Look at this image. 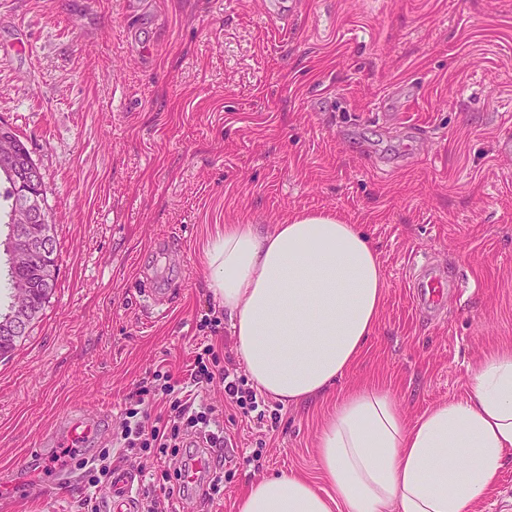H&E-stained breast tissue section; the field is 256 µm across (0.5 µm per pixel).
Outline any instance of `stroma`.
<instances>
[{
  "label": "stroma",
  "instance_id": "stroma-1",
  "mask_svg": "<svg viewBox=\"0 0 512 512\" xmlns=\"http://www.w3.org/2000/svg\"><path fill=\"white\" fill-rule=\"evenodd\" d=\"M0 0V122L40 168L57 286L0 357V512H82L67 418L98 414L94 451L165 512H239L246 488L318 459L338 395L388 386L408 419L464 396L478 359L512 346V0ZM332 211L375 245L386 299L328 398L270 400L276 433L204 390L228 438L219 497L165 496L152 455L115 446L124 399L200 343L243 369L205 249L227 224ZM449 274L441 313L412 263ZM159 293L140 298L144 283ZM220 318L217 333L200 329Z\"/></svg>",
  "mask_w": 512,
  "mask_h": 512
}]
</instances>
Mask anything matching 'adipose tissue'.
<instances>
[{"label": "adipose tissue", "instance_id": "obj_1", "mask_svg": "<svg viewBox=\"0 0 512 512\" xmlns=\"http://www.w3.org/2000/svg\"><path fill=\"white\" fill-rule=\"evenodd\" d=\"M206 261L250 380L280 403L327 394L377 325L379 255L335 213L302 210L270 229L225 225ZM318 455L332 494L272 476L249 486L239 512H476L512 459V349L482 359L464 397L411 423L383 386L348 390Z\"/></svg>", "mask_w": 512, "mask_h": 512}]
</instances>
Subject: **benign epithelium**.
Segmentation results:
<instances>
[{"instance_id": "1", "label": "benign epithelium", "mask_w": 512, "mask_h": 512, "mask_svg": "<svg viewBox=\"0 0 512 512\" xmlns=\"http://www.w3.org/2000/svg\"><path fill=\"white\" fill-rule=\"evenodd\" d=\"M0 170L13 177L17 200L10 213L9 261L16 270L27 267L37 253L47 263L56 259L44 229L47 215L39 204V171L34 166L22 167L17 163L14 138L0 133ZM13 307L11 318L0 323V334L16 339L23 335L31 315L35 312V290L31 281L15 276L11 280Z\"/></svg>"}]
</instances>
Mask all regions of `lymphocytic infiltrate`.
<instances>
[{"label": "lymphocytic infiltrate", "instance_id": "1", "mask_svg": "<svg viewBox=\"0 0 512 512\" xmlns=\"http://www.w3.org/2000/svg\"><path fill=\"white\" fill-rule=\"evenodd\" d=\"M220 354L213 345H205L203 354L197 357L188 378L179 379L172 372H155L152 380L141 382L134 392L135 403L124 410V420L116 434L120 447L141 448L152 452L157 462L168 457L180 459L182 469L193 466L199 448L187 447L184 432L199 429L203 432L207 447L224 445V423L215 407L207 404L199 394L202 384L220 381L224 386V397L231 404L254 415L257 422H264V398L256 390L245 387L236 372L223 368L210 371L209 362L219 361ZM160 406L156 417H149L145 405Z\"/></svg>", "mask_w": 512, "mask_h": 512}]
</instances>
